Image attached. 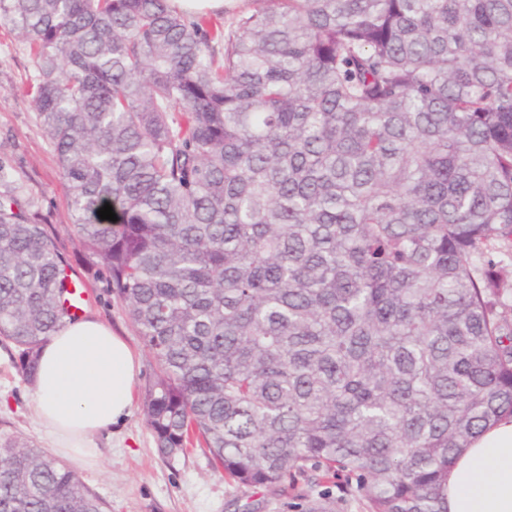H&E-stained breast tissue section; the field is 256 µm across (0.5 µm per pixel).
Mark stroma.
Returning a JSON list of instances; mask_svg holds the SVG:
<instances>
[{
	"instance_id": "1",
	"label": "stroma",
	"mask_w": 512,
	"mask_h": 512,
	"mask_svg": "<svg viewBox=\"0 0 512 512\" xmlns=\"http://www.w3.org/2000/svg\"><path fill=\"white\" fill-rule=\"evenodd\" d=\"M35 75L25 45L0 22V161L14 183L34 197L48 232L85 286V310L94 312L137 353L141 373L130 415L99 440L100 469L79 470L81 480L104 499L107 512H301L295 496L256 493L228 484L202 450L161 456L145 422V394L153 359L132 326L126 307L108 295L104 280L84 258L67 229L68 211L56 154L40 127L28 94ZM0 431L16 432L48 447L34 412L33 390L0 346Z\"/></svg>"
}]
</instances>
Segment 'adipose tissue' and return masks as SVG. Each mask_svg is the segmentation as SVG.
Returning <instances> with one entry per match:
<instances>
[{
    "instance_id": "ef3b65f1",
    "label": "adipose tissue",
    "mask_w": 512,
    "mask_h": 512,
    "mask_svg": "<svg viewBox=\"0 0 512 512\" xmlns=\"http://www.w3.org/2000/svg\"><path fill=\"white\" fill-rule=\"evenodd\" d=\"M140 363L96 315L68 323L41 346L33 379L50 445L76 465L98 464L100 437L126 418ZM448 512H512V417L477 436L448 473Z\"/></svg>"
}]
</instances>
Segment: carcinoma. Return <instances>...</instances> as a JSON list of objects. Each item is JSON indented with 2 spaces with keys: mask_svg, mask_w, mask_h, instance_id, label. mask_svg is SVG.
Instances as JSON below:
<instances>
[{
  "mask_svg": "<svg viewBox=\"0 0 512 512\" xmlns=\"http://www.w3.org/2000/svg\"><path fill=\"white\" fill-rule=\"evenodd\" d=\"M35 70L68 229L153 354L158 452L225 481L447 512L512 416V0H0ZM110 204L117 221L97 211ZM0 164V343L32 382L78 283ZM0 432V512H104ZM246 0H172V4L188 15L207 11H219L209 13L214 19L224 20L228 26L234 17L247 6ZM224 9V11H221Z\"/></svg>",
  "mask_w": 512,
  "mask_h": 512,
  "instance_id": "1",
  "label": "carcinoma"
}]
</instances>
